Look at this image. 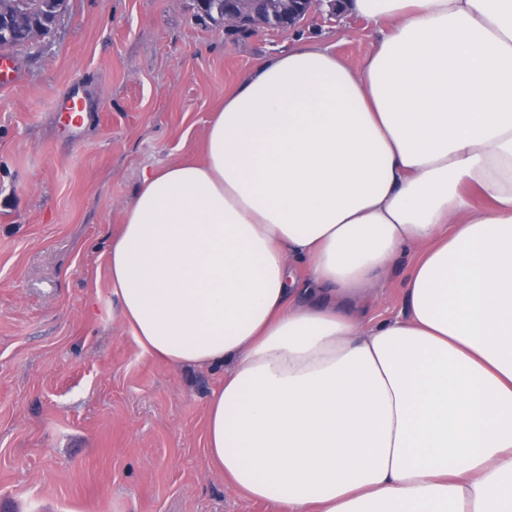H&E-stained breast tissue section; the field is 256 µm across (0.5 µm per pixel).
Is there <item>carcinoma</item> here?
Listing matches in <instances>:
<instances>
[{"label": "carcinoma", "mask_w": 512, "mask_h": 512, "mask_svg": "<svg viewBox=\"0 0 512 512\" xmlns=\"http://www.w3.org/2000/svg\"><path fill=\"white\" fill-rule=\"evenodd\" d=\"M227 0H205L202 12L216 23L224 22V8ZM300 0H247L241 7L257 11L282 23L291 10L299 7ZM68 0H0V17L11 16L17 9L25 11L30 21L14 25L8 40L11 47L23 46L42 51L46 39L50 38L53 27L60 15L66 12Z\"/></svg>", "instance_id": "obj_1"}]
</instances>
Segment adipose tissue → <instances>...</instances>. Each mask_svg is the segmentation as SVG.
Returning <instances> with one entry per match:
<instances>
[{
    "mask_svg": "<svg viewBox=\"0 0 512 512\" xmlns=\"http://www.w3.org/2000/svg\"><path fill=\"white\" fill-rule=\"evenodd\" d=\"M144 174L108 254L122 320L220 366L207 453L288 512H512V0H346ZM407 260L400 311L369 317Z\"/></svg>",
    "mask_w": 512,
    "mask_h": 512,
    "instance_id": "1",
    "label": "adipose tissue"
}]
</instances>
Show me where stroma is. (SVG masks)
Segmentation results:
<instances>
[{
    "label": "stroma",
    "mask_w": 512,
    "mask_h": 512,
    "mask_svg": "<svg viewBox=\"0 0 512 512\" xmlns=\"http://www.w3.org/2000/svg\"><path fill=\"white\" fill-rule=\"evenodd\" d=\"M296 37L359 66L360 19ZM225 31L197 0H68L0 90V512H283L206 453L220 367L154 358L119 315L107 251L144 170L200 162L238 76L284 48ZM87 105L80 125L64 100Z\"/></svg>",
    "instance_id": "35a3bbf8"
}]
</instances>
